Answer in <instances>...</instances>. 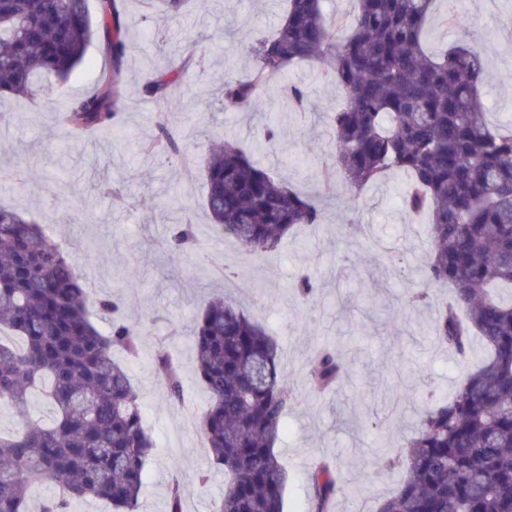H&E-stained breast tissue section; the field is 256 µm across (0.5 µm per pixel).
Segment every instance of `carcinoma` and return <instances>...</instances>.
<instances>
[{"label":"carcinoma","mask_w":512,"mask_h":512,"mask_svg":"<svg viewBox=\"0 0 512 512\" xmlns=\"http://www.w3.org/2000/svg\"><path fill=\"white\" fill-rule=\"evenodd\" d=\"M436 0H356L346 27L326 19L323 0H287L271 34L255 32L245 46L250 74L220 81L223 109L259 114L265 90L298 62L322 65L345 93L329 114L335 164L344 184L325 171L324 190L340 195L407 176L401 206L408 219L428 216L431 250L420 272L425 285L454 295L432 323L437 341L469 368L449 399L429 408L403 451L384 457L403 478L371 512H512V124L488 120L486 62L470 47L432 53L426 45ZM149 10L180 15L190 0H145ZM135 21L117 0H100L92 24L88 0H0V93H49L83 61L98 39L112 66L96 86L59 113L73 138L120 121L127 30ZM147 75L143 92L164 100L194 56ZM283 94L296 108L299 85ZM140 145L153 157L181 154V132L165 120ZM204 206L220 234L247 256L269 257L297 226L325 216L310 194L288 186L252 161L233 141L209 149ZM197 227L188 216L169 226L162 245L171 262L190 258ZM91 289L44 225L0 206V404L24 418L0 432V512H28V487L40 479L57 488L39 512H71L75 501L100 498L114 512H142L144 466L154 447L126 368L112 347L138 351L140 333L118 302H93ZM409 310L428 294L406 295ZM112 317L102 329L94 314ZM196 374L210 395L202 421L204 448L224 470L216 512H284L288 475L274 445L292 391L280 371V346L228 298L208 300L193 333ZM170 402L185 379L158 354ZM348 373L341 350L324 345L310 358L312 388L329 391ZM51 417L33 419L35 393ZM311 512H328L345 488L335 466L317 461L308 475Z\"/></svg>","instance_id":"obj_1"}]
</instances>
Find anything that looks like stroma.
I'll return each instance as SVG.
<instances>
[{
    "instance_id": "obj_1",
    "label": "stroma",
    "mask_w": 512,
    "mask_h": 512,
    "mask_svg": "<svg viewBox=\"0 0 512 512\" xmlns=\"http://www.w3.org/2000/svg\"><path fill=\"white\" fill-rule=\"evenodd\" d=\"M284 0H208L206 10L173 18L147 14L143 0H124L136 24L128 32L131 61L117 126L89 131L73 150L57 113L68 100L93 87L111 66L99 41H91L84 61L47 95L0 96V168H20L0 179V205L34 216L50 235L69 247L78 273L96 298L119 299L129 320L140 323L137 358L113 350L126 363L138 404L155 448L145 467L143 512H167L169 486L179 480L184 512H214L224 479L203 448L201 424L210 398L194 379L193 328L205 301L226 295L262 324L280 344V369L294 402L275 451L288 473L285 512H308L307 471L325 457L340 469L346 492L331 512H370L394 489L398 473L381 467L380 436L395 442L411 436L430 397L445 399L462 380L447 347L436 343L430 324L451 291L431 290L428 308L404 315L403 297L422 287L419 266L430 250L424 228L407 222L400 206L403 173L353 194L350 205L325 202L326 222L317 232L299 231L284 239L276 256L245 258L238 246L218 235L203 207L205 145L226 136L256 160L304 192L317 190V173L336 153L326 123L343 96L320 66H291L285 80L306 88L305 111L287 105L271 110L280 145L267 152L258 145L257 121L246 112L223 111L213 91L223 75L244 76L251 69L243 47L253 31H272ZM437 15L452 13L464 27L436 23L427 43L478 44L484 51L485 106L492 122L512 121V0H438ZM195 39L196 65L166 101L147 97L144 75L180 59L187 39ZM182 130L188 166L142 156L138 146L156 133L158 113ZM161 202L189 208L198 245L188 263L172 266L158 242L166 221L151 222L148 206ZM365 224L366 236L350 225ZM405 251L406 276L386 260L363 264L367 248ZM235 269L240 288L225 289L215 262ZM315 280V293L298 298L293 284L302 272ZM340 347L349 373L331 391L314 392L306 364L319 345ZM177 361L186 377L182 403H167L155 370L159 351ZM209 472L200 483L201 472Z\"/></svg>"
}]
</instances>
